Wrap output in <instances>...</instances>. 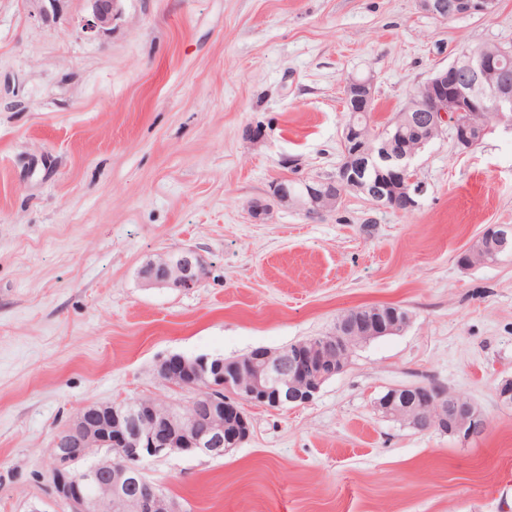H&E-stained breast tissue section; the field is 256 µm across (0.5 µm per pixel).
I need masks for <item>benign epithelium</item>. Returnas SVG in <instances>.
I'll use <instances>...</instances> for the list:
<instances>
[{
  "label": "benign epithelium",
  "instance_id": "obj_1",
  "mask_svg": "<svg viewBox=\"0 0 512 512\" xmlns=\"http://www.w3.org/2000/svg\"><path fill=\"white\" fill-rule=\"evenodd\" d=\"M91 12L85 29L91 33L110 29L118 15L120 0H89ZM424 13L442 19L453 15H491L498 0H418ZM512 47L466 52L462 65L436 71L424 84L429 110H416L410 122L423 146L449 125L456 145L466 150L474 145L470 131L474 118L486 112L497 114L498 123L512 129ZM346 100L352 111L371 112L375 101L374 79L348 80ZM488 131L491 126L479 128ZM387 168L394 183L361 181L356 172L361 157L348 164L343 184L313 180L299 192L284 181L273 185L278 204L296 205L309 217L325 213L322 204L334 208L349 188H356L374 206L388 208L396 192L404 193L406 209L416 207L423 192L412 166L416 152L384 148ZM206 263L193 251H182L169 261L164 256L149 261L141 271L145 283L154 287L190 290L202 282ZM411 317L396 305L356 307L338 317L331 331L279 350L258 348L249 354L224 359L200 355L187 358L172 354L158 365L159 378L170 388L185 391L195 382L208 386L207 401L191 413L174 404L160 413L153 407L128 402V413H103V406H87L67 424L53 443L49 459L54 499L61 512H98L104 502L113 512H181L180 504L150 484L143 463L170 454H203L222 457L230 447L250 435L246 406L284 407L311 402L324 382L344 372L354 348L371 340L404 331ZM381 416L403 422L421 431H438L466 444L482 435L487 420L469 399L433 384L390 387L374 402ZM117 450L124 462L96 460L104 446Z\"/></svg>",
  "mask_w": 512,
  "mask_h": 512
}]
</instances>
